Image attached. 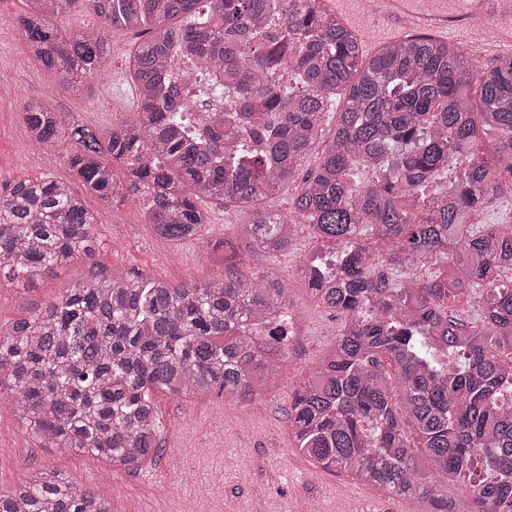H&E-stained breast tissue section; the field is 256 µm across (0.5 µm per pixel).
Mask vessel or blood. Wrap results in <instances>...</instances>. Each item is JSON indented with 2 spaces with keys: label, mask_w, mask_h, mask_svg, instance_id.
Here are the masks:
<instances>
[{
  "label": "vessel or blood",
  "mask_w": 512,
  "mask_h": 512,
  "mask_svg": "<svg viewBox=\"0 0 512 512\" xmlns=\"http://www.w3.org/2000/svg\"><path fill=\"white\" fill-rule=\"evenodd\" d=\"M359 22L369 18L391 17L407 26L433 31L437 37L448 35V0H375L373 12H366L364 0H338Z\"/></svg>",
  "instance_id": "b4317fda"
}]
</instances>
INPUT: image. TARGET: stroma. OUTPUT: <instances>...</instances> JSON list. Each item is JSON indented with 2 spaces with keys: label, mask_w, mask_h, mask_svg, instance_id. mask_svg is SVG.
Returning <instances> with one entry per match:
<instances>
[{
  "label": "stroma",
  "mask_w": 512,
  "mask_h": 512,
  "mask_svg": "<svg viewBox=\"0 0 512 512\" xmlns=\"http://www.w3.org/2000/svg\"><path fill=\"white\" fill-rule=\"evenodd\" d=\"M21 0H0V70L11 72L16 94L0 106V183L39 174L66 178L63 159L46 161L23 137L22 104L26 97L50 95L55 84L27 54L17 16ZM481 22L468 19L448 32L449 39L475 61L473 79L497 58L512 54L500 41L482 48L470 39ZM136 42L133 32L111 34L112 68L93 81L92 96L61 98L60 108L79 121L107 125L132 118L135 90L127 79L125 59ZM88 208L97 216L96 246L31 286L0 280V327L29 316L51 302L60 288L112 269L134 270L178 284H200L224 266L259 272L287 281L291 301L301 314L277 388L241 402L210 394L155 398L165 431L153 461L133 468L79 452H63L28 436L9 400L0 401V492L21 482L31 470L48 467L77 488L106 496L119 508L136 512H355L374 501L378 512H422L414 501L379 494L345 474L324 471L293 450L288 434V402L311 377L321 356L335 342L341 320L313 303L299 269L301 259L322 250L324 241L311 226L297 225L288 256L255 250L242 235L247 211L212 207V222L200 237L174 244L158 238L145 224L138 204L106 207L94 196Z\"/></svg>",
  "instance_id": "stroma-1"
}]
</instances>
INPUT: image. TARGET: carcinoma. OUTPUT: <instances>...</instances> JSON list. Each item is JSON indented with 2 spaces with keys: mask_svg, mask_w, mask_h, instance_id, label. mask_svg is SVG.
<instances>
[{
  "mask_svg": "<svg viewBox=\"0 0 512 512\" xmlns=\"http://www.w3.org/2000/svg\"><path fill=\"white\" fill-rule=\"evenodd\" d=\"M23 2L27 52L53 76L57 98L91 94L112 65L110 32L144 40L127 61L135 119L91 127L49 97L24 101L29 146L65 151L72 181L46 174L0 186V275L34 283L92 251L86 193L139 204L171 242L199 236L212 203L249 208L242 233L270 255L291 250L294 231L283 227L308 224L340 248L339 284L330 286L329 261L308 289L342 326L290 399L295 452L429 512H470L468 500L512 512V284L503 283L512 235L466 223L502 191L496 168L512 166V56L476 88L473 59L429 36L364 57L329 0ZM77 10L98 25L67 36L58 19ZM174 70L194 95L170 81ZM340 89L346 102L318 165L288 202L293 220L260 206L299 179ZM486 131L498 146L474 163ZM371 236L396 248L376 259ZM419 258L438 275L389 277ZM471 295L484 317L478 332L448 315V303ZM288 302L284 281L232 267L199 285L114 269L0 332V391L38 440L136 466L162 447L155 393L245 401L274 385ZM450 487L469 491L458 508ZM0 512L118 510L41 468L0 492Z\"/></svg>",
  "mask_w": 512,
  "mask_h": 512,
  "instance_id": "1",
  "label": "carcinoma"
}]
</instances>
